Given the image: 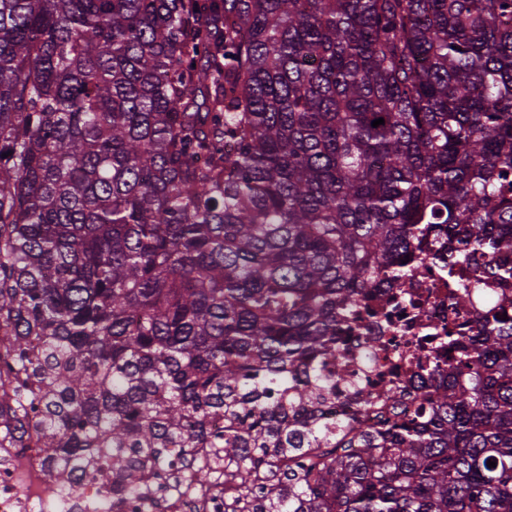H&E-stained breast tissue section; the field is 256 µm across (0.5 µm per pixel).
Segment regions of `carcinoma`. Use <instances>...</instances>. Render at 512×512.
<instances>
[{"label":"carcinoma","instance_id":"cac0c4a2","mask_svg":"<svg viewBox=\"0 0 512 512\" xmlns=\"http://www.w3.org/2000/svg\"><path fill=\"white\" fill-rule=\"evenodd\" d=\"M444 259L495 318L326 420L357 301ZM0 388L65 497L212 448L224 512H512V0H0Z\"/></svg>","mask_w":512,"mask_h":512}]
</instances>
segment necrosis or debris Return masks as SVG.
Wrapping results in <instances>:
<instances>
[{
    "instance_id": "4bbe7bcc",
    "label": "necrosis or debris",
    "mask_w": 512,
    "mask_h": 512,
    "mask_svg": "<svg viewBox=\"0 0 512 512\" xmlns=\"http://www.w3.org/2000/svg\"><path fill=\"white\" fill-rule=\"evenodd\" d=\"M402 318L396 325L385 327L357 309V333L369 337V344L351 343L344 349L341 361L333 365L339 392L327 403V418L348 421L360 428L375 424L387 410L384 402L368 409L359 407L351 391L358 385L379 393L388 385L396 386L404 395H412L428 381L417 340L422 336L445 335L449 326L481 316L493 318L496 313L495 285L486 284L473 290L470 303L458 307L448 302V268L438 263L416 267L403 290ZM145 484L148 497L120 504L111 492L90 477L82 479V495L60 497L50 467L35 448L21 450L0 447V512H156L153 491H160L165 512H224V473L214 472L213 486H201L183 479L174 483L156 469L147 470Z\"/></svg>"
}]
</instances>
